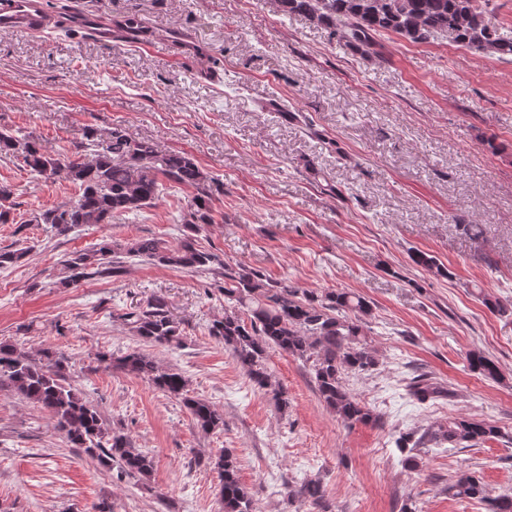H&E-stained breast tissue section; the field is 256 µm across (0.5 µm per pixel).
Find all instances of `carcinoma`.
I'll use <instances>...</instances> for the list:
<instances>
[{
  "instance_id": "obj_1",
  "label": "carcinoma",
  "mask_w": 512,
  "mask_h": 512,
  "mask_svg": "<svg viewBox=\"0 0 512 512\" xmlns=\"http://www.w3.org/2000/svg\"><path fill=\"white\" fill-rule=\"evenodd\" d=\"M276 6L284 17L298 15L334 30L362 54L369 52L375 35L391 32L415 43L446 34L478 54L512 58V30L493 24L476 0H276ZM96 135L95 131L88 134L90 140L83 145L87 157L61 159L24 134L0 130V157L22 159L30 173L44 179L63 173L79 188L68 202L37 212L36 223L49 224L59 233L81 224H108L116 214L154 205L165 181L192 188L194 195L184 216L185 234L180 243L173 246L156 238H139L121 245L103 236L92 247L63 260L71 272L69 283L118 276L125 257L222 276L224 286L218 291L224 294V317L212 323L209 333L232 352L255 388L273 393L281 407L288 408L283 388L272 382L267 363L268 350L276 348L309 366L317 394L337 418L351 425H378L381 416L343 383L349 373L365 374L379 366L377 351L365 332L372 316L370 302L344 289L303 292L288 280L271 281L246 265L225 267L217 255L197 245L196 237L214 223V209L213 180L196 160L184 152L162 151L122 129H112L104 145ZM483 301L493 314L512 315L510 301L489 295ZM126 317L146 344L177 348L183 342L181 322L173 318L162 296L152 297L146 307ZM101 361L181 398L202 431L224 426V415L213 404L187 394V381L180 370L158 366L139 349ZM64 362L55 352L34 358L0 343V382H8L19 395L46 409L71 447L82 449L105 467L117 468L122 476L148 477L152 459L135 448L128 436L105 426L98 409L67 383ZM469 365L487 377L499 376L498 366L480 352L470 354ZM409 392L421 404L448 396L444 387L425 377L412 379ZM498 437V426L461 415L430 426L420 435L415 431L400 434L397 448L404 454V467L415 470L419 467L416 450L427 442L472 447ZM214 466L224 512H254L233 453L220 451ZM292 495L323 507L324 492L316 480L304 483ZM448 496L477 500L486 512H512V495L487 497L480 479L469 472L448 484Z\"/></svg>"
}]
</instances>
